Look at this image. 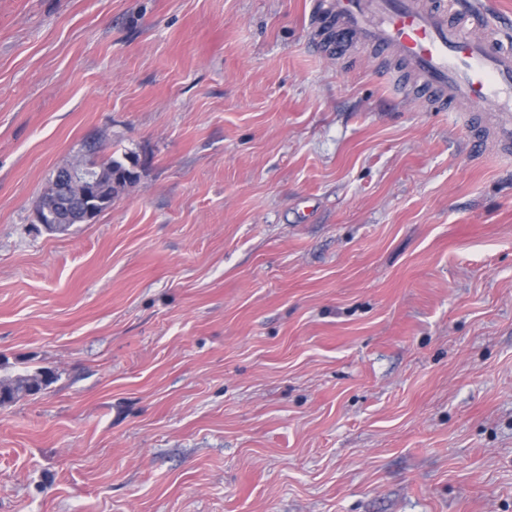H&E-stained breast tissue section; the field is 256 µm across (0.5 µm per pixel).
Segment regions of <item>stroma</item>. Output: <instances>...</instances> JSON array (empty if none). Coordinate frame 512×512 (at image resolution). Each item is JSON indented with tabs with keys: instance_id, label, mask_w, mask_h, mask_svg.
Returning a JSON list of instances; mask_svg holds the SVG:
<instances>
[{
	"instance_id": "35a3bbf8",
	"label": "stroma",
	"mask_w": 512,
	"mask_h": 512,
	"mask_svg": "<svg viewBox=\"0 0 512 512\" xmlns=\"http://www.w3.org/2000/svg\"><path fill=\"white\" fill-rule=\"evenodd\" d=\"M313 2L0 0V512H512V156ZM85 166L97 171L112 172V183L114 184V186H112V192L115 193L127 183L132 182L135 178V173H133L123 161L114 158L99 166L95 164ZM54 180L59 193V212L62 215H70V212L80 210L83 218L89 222L97 218L94 216L95 207L101 202L106 191L98 182L97 176L89 169L69 167L66 171L57 172ZM71 184H77L86 189L85 197L80 202L71 198L69 193ZM42 374L18 376L13 380H0V404H10L21 396L35 395L48 384Z\"/></svg>"
}]
</instances>
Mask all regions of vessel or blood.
<instances>
[{"label":"vessel or blood","instance_id":"obj_1","mask_svg":"<svg viewBox=\"0 0 512 512\" xmlns=\"http://www.w3.org/2000/svg\"><path fill=\"white\" fill-rule=\"evenodd\" d=\"M314 10L334 18L337 51L358 40L405 63L440 103L469 105L474 145L490 122L502 149L512 148V44L493 28L475 35V14L460 0H315Z\"/></svg>","mask_w":512,"mask_h":512}]
</instances>
